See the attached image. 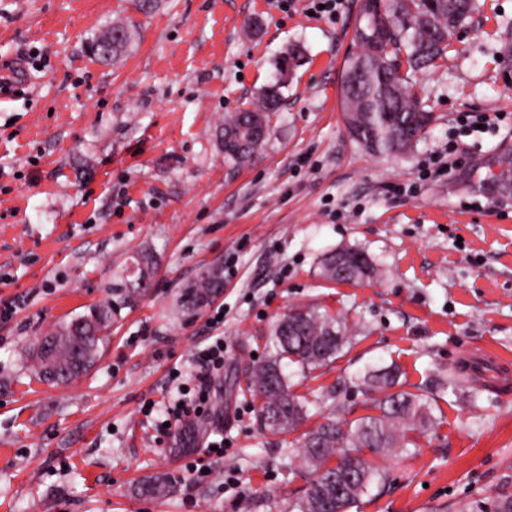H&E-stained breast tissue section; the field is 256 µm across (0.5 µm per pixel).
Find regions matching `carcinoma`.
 <instances>
[{"mask_svg":"<svg viewBox=\"0 0 512 512\" xmlns=\"http://www.w3.org/2000/svg\"><path fill=\"white\" fill-rule=\"evenodd\" d=\"M475 9L473 0H363L361 19L355 30L361 51L346 62L341 83L342 114L350 139L367 152L398 155L419 140L431 122L418 96L400 74L399 64L389 59V51L405 54L408 67L431 66L442 57L448 36ZM126 24H114L96 36L92 52L110 62L132 44ZM281 102L278 84L267 87L256 109L236 112L224 118V132L242 138V143L224 149V161L231 166L251 160L265 137L247 139L255 116L269 123L270 113ZM500 173L491 179V188L512 190V155L501 158ZM325 277L337 281H360L377 275L378 269L362 250H354L336 267V254L324 258ZM220 285L214 274L200 276L187 294L186 303L203 305ZM50 334L51 349L37 351L33 370L45 380L48 364L62 370L57 383H65L96 362L100 343L112 326V306L100 304ZM274 352L256 363L247 383L248 390L261 401L259 416L273 433L296 431L309 418L308 402L290 391L284 367L302 372L323 367L349 342L346 328L328 313L314 308L293 306L276 322L272 331ZM365 391L374 395L372 408L378 413L342 423L330 414L325 421L298 439L305 464L313 479L303 496L294 503L297 512H349L357 499L384 476L368 464L366 453L388 456L408 444L407 432H424L433 426L437 408L428 391L410 392L400 387L398 370L389 366L371 369L360 378ZM339 460L333 469L323 468L330 459ZM168 489L167 478L153 476L142 481L139 491L158 495Z\"/></svg>","mask_w":512,"mask_h":512,"instance_id":"1","label":"carcinoma"}]
</instances>
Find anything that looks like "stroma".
<instances>
[{"instance_id": "obj_1", "label": "stroma", "mask_w": 512, "mask_h": 512, "mask_svg": "<svg viewBox=\"0 0 512 512\" xmlns=\"http://www.w3.org/2000/svg\"><path fill=\"white\" fill-rule=\"evenodd\" d=\"M0 0V65L36 60L24 95L0 104V512H290L311 478L295 434L261 423L246 381L270 353L289 307L343 321L350 342L328 366L290 368L310 400L342 386V415L368 412L355 375L390 364L406 390L427 389L437 423L406 452L374 456L385 476L350 512H495L512 497V377L451 374L478 350L512 360V195L485 188L512 154V65L501 36L512 0L476 8L433 69L410 76L435 120L406 155L373 156L344 131L340 85L361 0L335 19L275 0ZM134 41L106 64L88 44L106 25ZM304 57L253 161H224L225 116L253 108L292 46ZM494 112L496 124L458 140L457 161L422 179L447 152L448 124ZM364 250L380 270L363 282L320 273L333 249ZM149 250L147 288L124 269ZM218 296L186 307L211 267ZM108 303L100 358L65 385L36 379L30 351L56 327ZM224 319L213 323L216 312ZM224 339L212 415L157 439L146 406H168L171 376ZM225 436L227 456L207 452ZM167 476L162 496L140 495Z\"/></svg>"}]
</instances>
